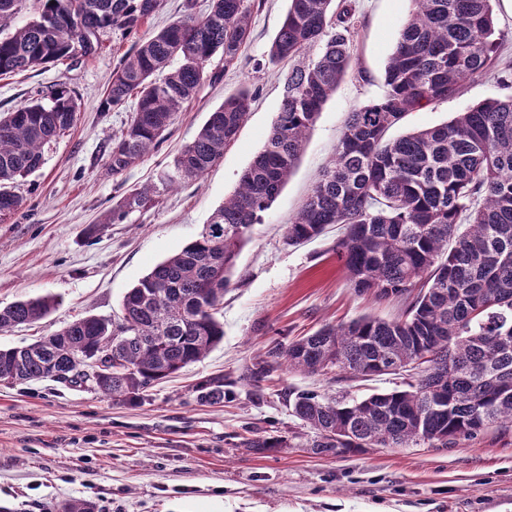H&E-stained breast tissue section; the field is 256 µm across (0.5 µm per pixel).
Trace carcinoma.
<instances>
[{"instance_id":"carcinoma-1","label":"carcinoma","mask_w":512,"mask_h":512,"mask_svg":"<svg viewBox=\"0 0 512 512\" xmlns=\"http://www.w3.org/2000/svg\"><path fill=\"white\" fill-rule=\"evenodd\" d=\"M32 2L34 17L9 36L4 27ZM335 0H289L268 64L317 49L285 78L277 117L263 148L243 170L234 193L212 213L201 235L155 265L125 294L121 316L79 318L22 347L0 348V381L59 379L82 384L75 356L112 358V373L95 384L122 401L144 399L153 387L200 360L224 337L214 310L230 285L237 257L262 213L292 174L308 133L350 70L352 7ZM495 0H411L385 71L384 91L350 113L336 155L286 225L298 245L331 224L358 294L395 299L403 310L386 320L363 315L326 324L310 336L271 347L251 378L279 365L308 374L367 378L393 374L425 352L430 367L403 390L363 397L288 390L294 418L313 437L318 455L428 444L452 448L489 428L512 429V97L486 99L450 121L396 139L390 128L458 93L486 73L498 41ZM163 0H0V76L46 67L76 55L81 29L95 44L105 32H130ZM138 42L112 71L105 107L135 101L130 121L112 138L109 168L118 175L159 146L175 115L192 99L214 57L234 64L250 41L254 0H210ZM249 86L211 112L196 138L160 181L174 186L202 177L235 141L250 110ZM78 104L71 91L0 118V221L22 198L19 178L43 163L45 147L69 130ZM152 188L112 207L110 224L151 200ZM55 306L51 297L0 309V331L32 323ZM196 398L224 401V376L194 386Z\"/></svg>"}]
</instances>
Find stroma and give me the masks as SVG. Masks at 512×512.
Returning <instances> with one entry per match:
<instances>
[{
	"label": "stroma",
	"mask_w": 512,
	"mask_h": 512,
	"mask_svg": "<svg viewBox=\"0 0 512 512\" xmlns=\"http://www.w3.org/2000/svg\"><path fill=\"white\" fill-rule=\"evenodd\" d=\"M347 2L355 22L351 68L324 105L292 177L239 254L216 313L223 340L137 405L112 401L89 383L0 382V507L53 512L64 501L84 499L95 512H512V434L491 428L452 448L421 444L346 456L307 448L311 433L292 416L289 389L359 397L405 388L406 376L337 381L283 366L270 380L250 378L274 345L328 323L399 312L395 301L355 293L334 252L338 230L300 246L284 235L330 163L350 112L382 94L388 57L412 8L410 0ZM184 7L185 0H164L137 32L102 35L92 55L0 76V115L59 86L74 92L79 106L74 126L46 148L43 166L15 182L21 208L0 221V308L44 295L58 304L39 321L0 332V347L33 343L82 317L118 318L127 291L198 237L262 148L292 67L267 63L288 0H262L238 61L213 60L210 76L164 141L112 174V138L134 105L103 110L106 83L136 42L177 19ZM494 9L501 40L488 76L408 114L398 133L443 123L488 98L512 96V0H497ZM245 85L255 98L223 159L198 180L160 188L159 173L224 98ZM146 186L155 189L151 202L123 223H108L113 204ZM215 375L224 378L223 403L199 402L194 386ZM258 437L287 445L264 452L246 447Z\"/></svg>",
	"instance_id": "35a3bbf8"
}]
</instances>
